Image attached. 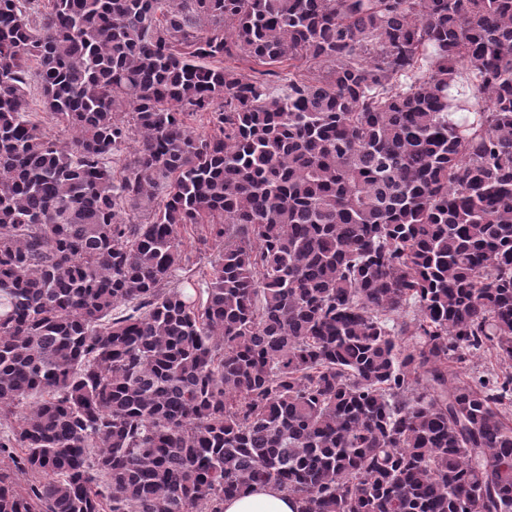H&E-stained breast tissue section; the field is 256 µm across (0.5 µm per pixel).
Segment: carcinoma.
<instances>
[{"mask_svg": "<svg viewBox=\"0 0 512 512\" xmlns=\"http://www.w3.org/2000/svg\"><path fill=\"white\" fill-rule=\"evenodd\" d=\"M511 408L512 0H0V512H512ZM469 80H474L471 72L467 73L464 78H461L459 83L449 91V97L451 100V108L449 109V112L451 113V118L455 120H461L468 116L472 117L473 114L471 112L475 111L474 107H469L464 103L465 96L460 93L461 91L466 90L465 86ZM28 90V119L33 124H36L38 130L48 138H66L67 133H64L61 127L55 124L54 120H52L44 108L41 90L38 87L36 80H32ZM207 236L208 244L203 245L199 239ZM182 250L188 255L190 268L196 271V279H204L212 268V265L218 255V245H216L208 234L207 226L202 224L188 227L181 235ZM466 363L454 365L455 370L458 372L459 377L463 381L471 380V377H475L483 372L495 368V360L489 354H483L481 356L469 357ZM296 506L287 493L273 486L257 487L252 492L224 501V512H294Z\"/></svg>", "mask_w": 512, "mask_h": 512, "instance_id": "cac0c4a2", "label": "carcinoma"}]
</instances>
